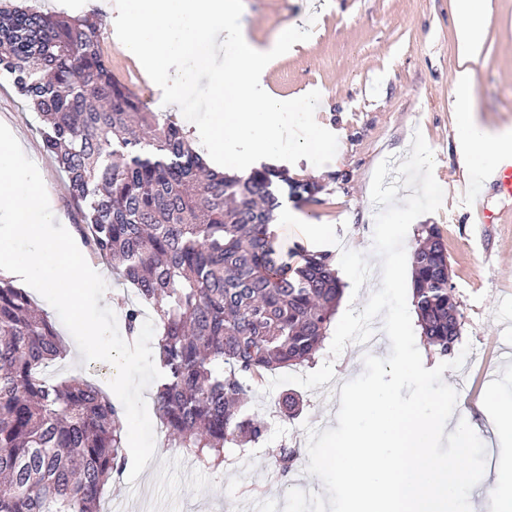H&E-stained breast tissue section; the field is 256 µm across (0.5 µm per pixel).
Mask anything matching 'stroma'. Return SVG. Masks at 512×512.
Listing matches in <instances>:
<instances>
[{
    "label": "stroma",
    "mask_w": 512,
    "mask_h": 512,
    "mask_svg": "<svg viewBox=\"0 0 512 512\" xmlns=\"http://www.w3.org/2000/svg\"><path fill=\"white\" fill-rule=\"evenodd\" d=\"M43 12H73L101 25L104 52L112 73L134 91L151 111H159L155 92L141 64L128 56L114 36L105 0H31ZM486 32L476 66V106L492 128H512V0H484ZM250 36L261 46L272 43L287 27L312 26L308 41L296 44L266 73L269 91L291 100L317 90L321 101L317 123L338 138L331 162L316 167L307 159L280 162L289 177L317 182L322 190L310 202L288 201L291 220H276L275 242L290 264L305 250L337 253L338 242L376 263L373 249L376 206L370 197L375 168L382 160L398 166L410 153L414 130H421L435 156L434 176L441 187L456 189L435 213L413 222L405 239L413 250L422 225L435 224L448 250L452 278L463 314L459 346L485 357L483 370L462 366L445 370L455 386L457 417L472 427L486 446L487 469L512 459V440L494 435L482 410L489 383L512 394V368L496 356L499 326L512 319V211L499 223L477 231L471 217L481 205L496 206L493 188L483 174L465 167L457 147L452 83L457 69L458 40L451 0H244ZM0 123L11 129L36 164L52 195L57 220L68 231L81 223V207L69 194L63 174L40 147L38 122L16 93L0 78ZM328 225L325 241L312 240L307 222ZM387 357L390 342L351 343L339 355L322 351L315 363L269 377L251 399L264 419V441L251 448L224 449L223 469L200 466L180 449L166 445L159 417H152L158 453L135 483L127 479L104 493L105 512H250L254 502L264 512H329L321 481L305 472L306 426L337 427L343 383L362 374L364 354ZM298 393L303 404L296 417L275 408L283 393ZM294 446L303 455L288 477L274 465L277 448Z\"/></svg>",
    "instance_id": "obj_1"
}]
</instances>
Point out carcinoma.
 <instances>
[{"label":"carcinoma","mask_w":512,"mask_h":512,"mask_svg":"<svg viewBox=\"0 0 512 512\" xmlns=\"http://www.w3.org/2000/svg\"><path fill=\"white\" fill-rule=\"evenodd\" d=\"M100 42L86 17L0 8V76L35 112L42 151L84 204L77 231L91 256L134 290L127 333L140 306L155 313L156 406L170 445L218 469L225 445L267 434L249 394L277 369L314 363L336 313L333 256L304 250L294 268L271 234L282 187L305 202L321 188L272 167L209 169L180 125L112 75ZM411 266L421 336L444 357L462 314L437 225H422ZM64 352L48 315L0 276V512H101L126 468L121 406L84 380L46 376ZM297 459L282 448L275 467L286 474Z\"/></svg>","instance_id":"carcinoma-1"}]
</instances>
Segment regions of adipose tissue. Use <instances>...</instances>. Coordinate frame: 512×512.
<instances>
[{
	"label": "adipose tissue",
	"mask_w": 512,
	"mask_h": 512,
	"mask_svg": "<svg viewBox=\"0 0 512 512\" xmlns=\"http://www.w3.org/2000/svg\"><path fill=\"white\" fill-rule=\"evenodd\" d=\"M478 0H453L458 39V63L452 88V106L457 113V142L470 166L490 172L499 157L512 151V131L491 129L475 113L476 71L474 65L483 45L484 24Z\"/></svg>",
	"instance_id": "obj_1"
}]
</instances>
